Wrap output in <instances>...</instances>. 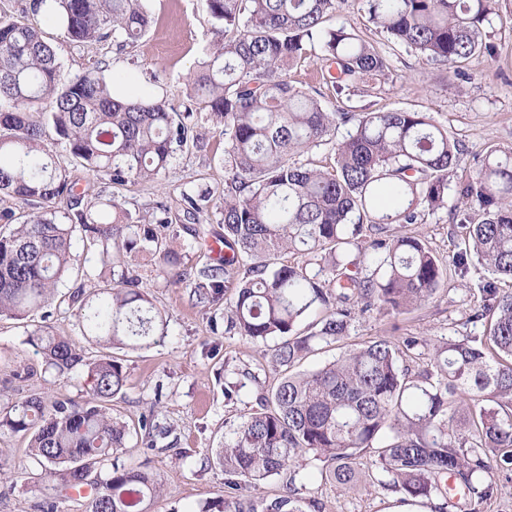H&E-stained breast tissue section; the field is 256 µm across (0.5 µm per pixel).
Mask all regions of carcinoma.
Returning a JSON list of instances; mask_svg holds the SVG:
<instances>
[{
    "mask_svg": "<svg viewBox=\"0 0 512 512\" xmlns=\"http://www.w3.org/2000/svg\"><path fill=\"white\" fill-rule=\"evenodd\" d=\"M370 20L422 59L453 68L489 49L484 27L496 0H361ZM214 51L190 85L191 105L177 111L161 99L117 98L102 72L61 74L57 53L31 22L42 17L76 44L110 40L121 51L148 30L145 0H29L26 15L0 16V198L30 207L1 210L0 316L18 320L55 302L76 306L84 335L101 347L86 357L47 326L29 332L45 364L60 375L86 368L91 397L50 403L29 396L0 418V431L29 437L27 457L54 482L56 494L90 489L85 512H151L155 476L120 467L127 422L112 414L125 373L112 350H137L164 336L167 320L123 270L91 295H57L80 230L102 260L148 252L175 283L194 277L199 299L221 283L236 288L227 322L252 341H274L284 369L258 408L224 436L216 457L227 483L256 486L289 472L288 491L256 505L227 495L198 512H304L296 486L301 459L314 454L322 477L347 485L370 465L371 483L401 503L442 501L436 512H482L495 494L491 465L512 470V149L491 148L471 179L451 185L457 142L426 112H334L287 79L288 69L317 53L336 94L367 92L389 79L386 58L354 32L327 29L336 0H203ZM246 22H241L242 16ZM208 110L224 135L231 179L224 188L220 240L224 265L178 271V254L161 230L170 220L157 201L131 214L110 197L83 207L73 170L107 174L114 185L153 181L179 151L197 145L193 106ZM335 166L294 159L332 140ZM54 133L66 145L63 166L46 148ZM465 232L451 264L476 256L494 278L480 286L471 320L483 335L434 345L431 368L412 376L407 358L422 341L377 338L313 370L295 368L319 346L347 335L355 307L395 316L434 298L448 269L424 239L402 229L426 210L448 205ZM205 195L183 193L184 216L199 219ZM318 255L320 263L280 262L284 254ZM375 268L363 272L364 259ZM323 312L303 334L300 323ZM146 446L170 436L155 415L138 420ZM370 462H364L365 457ZM111 463L103 475L99 468Z\"/></svg>",
    "mask_w": 512,
    "mask_h": 512,
    "instance_id": "1",
    "label": "carcinoma"
}]
</instances>
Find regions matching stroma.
Here are the masks:
<instances>
[{
	"instance_id": "35a3bbf8",
	"label": "stroma",
	"mask_w": 512,
	"mask_h": 512,
	"mask_svg": "<svg viewBox=\"0 0 512 512\" xmlns=\"http://www.w3.org/2000/svg\"><path fill=\"white\" fill-rule=\"evenodd\" d=\"M152 17L148 32L125 51L108 42L83 47L72 45L55 27L43 25L46 39L54 46L63 73L72 78L95 69L118 75L132 74L157 98L183 108L188 81L209 52L212 21L201 0H147ZM325 27L354 30L387 59L391 76L366 94L337 95L316 57L299 61L287 73L289 81L317 97L327 111L345 107L352 112L406 110L427 112L459 141L457 174L474 176L488 147L512 149V0H497L496 12L486 30L491 52L471 57L451 71L432 65L405 46L387 40L359 6H342L329 13ZM200 143L177 153L167 169L150 182L118 186L102 172L78 170L81 187L89 200L116 198L130 211L150 210L164 201L172 223L167 230L182 269L194 272L212 263L207 241L223 233L220 202L230 176L224 153V138L214 128L205 110L196 114ZM209 193L199 223L185 221L183 193ZM417 231L423 234L440 258L455 253L457 236L448 209L424 212ZM71 269L58 285L59 294L75 290L92 292L110 271L101 262L99 247L89 245L81 234L72 241ZM131 274L168 318L167 334L146 348L127 353L126 384L114 412L128 423L154 413L169 426L177 439L176 449L146 448L140 436L130 435L113 462L153 473L161 487L154 512H196L200 504L229 491L223 467L215 450L224 433L241 415L257 404L261 385L275 382L269 356L262 345L227 333L224 315L234 297L231 288L221 289L216 302H197L193 281L170 283L158 257L140 253L126 262ZM488 272L476 258H469L465 276L451 275L446 287L420 308L388 318L377 312L356 313L347 337L309 357L305 368L333 359L348 348L376 337L401 341L414 336L424 347L416 369L426 368L430 344L464 336H479L481 324L471 322L480 303L479 285ZM50 326L56 335L71 339L96 355L98 347L87 342L68 306H50L24 320L0 316V411L37 393L46 400L69 398L83 402L90 385L84 369L60 376L48 371L43 355L29 342L34 326ZM249 369L233 400H225L224 386L236 371ZM27 438L0 434V512H42L54 502L55 512H85L84 499H55L51 483L41 480L25 454ZM188 456H180V449ZM322 463L305 456L302 496L310 501L307 512H390L394 493L369 484L341 491L321 477Z\"/></svg>"
}]
</instances>
